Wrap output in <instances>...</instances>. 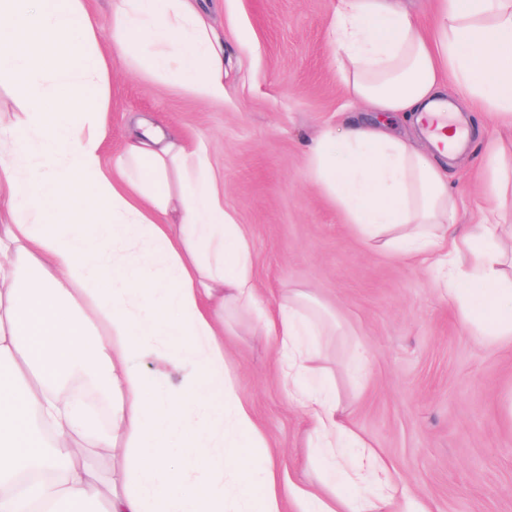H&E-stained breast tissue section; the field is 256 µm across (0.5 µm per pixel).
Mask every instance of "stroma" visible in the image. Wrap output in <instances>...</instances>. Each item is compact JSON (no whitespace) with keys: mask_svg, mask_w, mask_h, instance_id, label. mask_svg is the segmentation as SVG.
Here are the masks:
<instances>
[{"mask_svg":"<svg viewBox=\"0 0 512 512\" xmlns=\"http://www.w3.org/2000/svg\"><path fill=\"white\" fill-rule=\"evenodd\" d=\"M223 39L224 99L204 103L173 78L113 63L104 157L147 117L187 142L205 141L225 207L252 244L264 298L309 292L343 324L322 337L323 362L351 426L395 466L431 512H512V345L487 346L435 292L411 258L365 246L315 184L312 138L358 115L329 40L336 0H192ZM472 137L449 159L458 221L486 207L512 225V192L482 180L486 139L512 171V125L466 109ZM238 313L224 333L229 365L252 407L272 465L313 484L307 422L289 404L271 342ZM363 381L350 371L356 344Z\"/></svg>","mask_w":512,"mask_h":512,"instance_id":"35a3bbf8","label":"stroma"}]
</instances>
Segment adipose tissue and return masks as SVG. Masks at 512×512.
<instances>
[{
	"label": "adipose tissue",
	"mask_w": 512,
	"mask_h": 512,
	"mask_svg": "<svg viewBox=\"0 0 512 512\" xmlns=\"http://www.w3.org/2000/svg\"><path fill=\"white\" fill-rule=\"evenodd\" d=\"M432 11L428 30L401 0H338L330 35L341 75L377 118L323 133L309 163L365 245L419 260L483 343L512 344L505 227L492 209L458 223L444 159L460 132L437 121L450 90L512 124V0H432ZM116 60L173 76L203 102L224 99V45L189 0H112L106 27L82 0H0V77L26 107L24 137L0 116L10 207L0 224V512H426L344 418L305 293L262 299L251 240L224 206L206 144L140 120L104 166L99 112ZM393 113L424 131L427 148L389 131ZM235 310L275 349L288 401L308 421L318 484L243 459L264 439L224 355ZM78 379L101 387L108 428ZM102 454L123 470L101 472Z\"/></svg>",
	"instance_id": "adipose-tissue-1"
}]
</instances>
